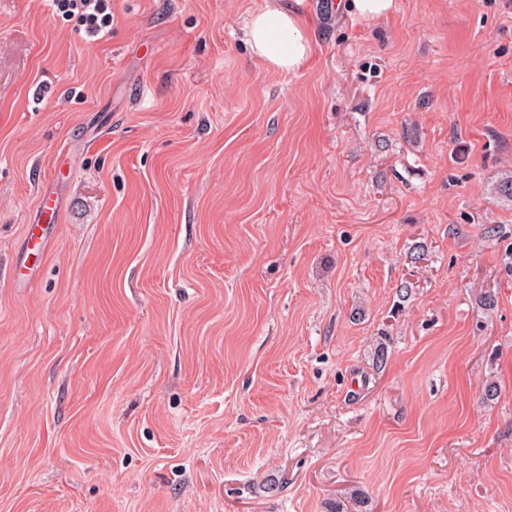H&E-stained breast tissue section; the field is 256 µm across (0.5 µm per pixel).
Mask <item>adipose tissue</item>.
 <instances>
[{
    "instance_id": "obj_1",
    "label": "adipose tissue",
    "mask_w": 512,
    "mask_h": 512,
    "mask_svg": "<svg viewBox=\"0 0 512 512\" xmlns=\"http://www.w3.org/2000/svg\"><path fill=\"white\" fill-rule=\"evenodd\" d=\"M243 32L253 56L274 71L300 70L312 51L293 0H264L249 12Z\"/></svg>"
}]
</instances>
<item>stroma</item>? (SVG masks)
<instances>
[{"label": "stroma", "instance_id": "obj_1", "mask_svg": "<svg viewBox=\"0 0 512 512\" xmlns=\"http://www.w3.org/2000/svg\"><path fill=\"white\" fill-rule=\"evenodd\" d=\"M261 2L0 0V512H512V0ZM53 12L77 25L92 37H98L112 25V0H52ZM294 1V2H292ZM300 0H264L248 13L243 32L252 54L268 69L295 72L309 59L310 40L303 35ZM352 11L366 19H379L387 16L394 7L393 0H350Z\"/></svg>", "mask_w": 512, "mask_h": 512}]
</instances>
